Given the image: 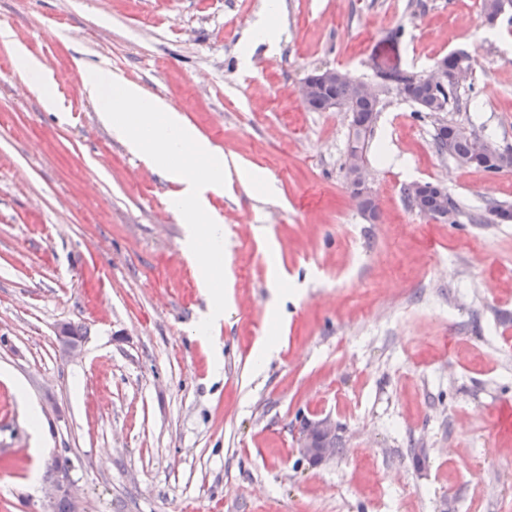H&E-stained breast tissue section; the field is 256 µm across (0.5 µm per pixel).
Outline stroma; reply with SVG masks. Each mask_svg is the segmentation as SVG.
<instances>
[{
    "label": "stroma",
    "instance_id": "35a3bbf8",
    "mask_svg": "<svg viewBox=\"0 0 512 512\" xmlns=\"http://www.w3.org/2000/svg\"><path fill=\"white\" fill-rule=\"evenodd\" d=\"M280 2L271 52L244 42L263 0H0V512H52L61 463L84 512H512V439L494 431L512 402V222L490 218L512 207V168L459 166L435 138L446 121L512 153V51L486 36L481 0ZM16 42L58 75L63 111L30 89ZM459 50L474 71L453 110L381 92L367 220L347 112L307 110L298 84L321 67L423 76ZM98 65L172 102L228 161L211 198L230 300L214 345L196 333L207 299L169 209L179 187L101 123L83 91ZM427 181L459 201L457 223L411 206ZM276 269L300 291L274 329ZM321 413L336 453L312 464L295 441Z\"/></svg>",
    "mask_w": 512,
    "mask_h": 512
}]
</instances>
